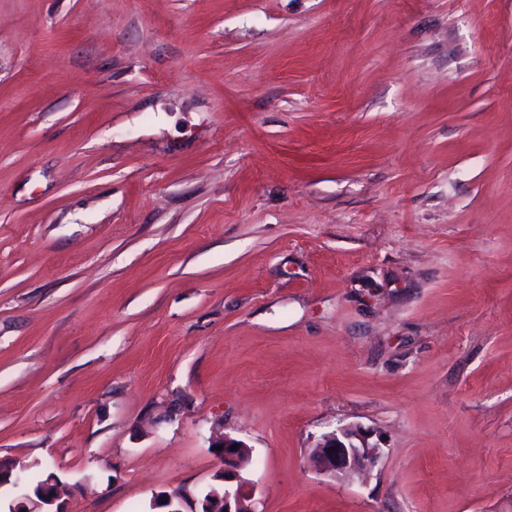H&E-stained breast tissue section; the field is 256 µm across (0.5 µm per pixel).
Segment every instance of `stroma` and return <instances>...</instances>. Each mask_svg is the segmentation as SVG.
Here are the masks:
<instances>
[{"instance_id": "1", "label": "stroma", "mask_w": 512, "mask_h": 512, "mask_svg": "<svg viewBox=\"0 0 512 512\" xmlns=\"http://www.w3.org/2000/svg\"><path fill=\"white\" fill-rule=\"evenodd\" d=\"M224 434L255 512H512V0H0V460L154 512ZM372 433L358 425H348L323 436L312 449L319 471L333 478H346L364 472L379 457L380 446Z\"/></svg>"}]
</instances>
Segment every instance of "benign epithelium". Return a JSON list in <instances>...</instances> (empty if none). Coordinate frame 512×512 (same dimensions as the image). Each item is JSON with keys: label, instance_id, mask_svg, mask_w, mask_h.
<instances>
[{"label": "benign epithelium", "instance_id": "1", "mask_svg": "<svg viewBox=\"0 0 512 512\" xmlns=\"http://www.w3.org/2000/svg\"><path fill=\"white\" fill-rule=\"evenodd\" d=\"M221 450H214L221 463L215 480L223 483V490H213L200 498L186 489L163 491L155 495L153 506L165 512H254V486L240 474L242 458L249 447L243 442L225 437ZM236 450H231L232 446ZM380 446L372 441V433L358 425H348L323 436L312 449V457L319 471L333 478H346L371 467L379 457ZM14 512H67L59 483L51 475L40 489L25 497Z\"/></svg>", "mask_w": 512, "mask_h": 512}]
</instances>
